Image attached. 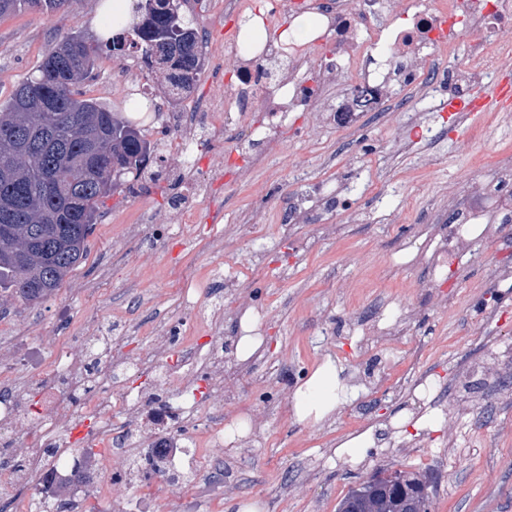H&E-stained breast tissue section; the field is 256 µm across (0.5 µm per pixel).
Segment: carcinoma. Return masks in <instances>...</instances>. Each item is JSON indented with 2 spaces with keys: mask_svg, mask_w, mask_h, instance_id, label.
Here are the masks:
<instances>
[{
  "mask_svg": "<svg viewBox=\"0 0 512 512\" xmlns=\"http://www.w3.org/2000/svg\"><path fill=\"white\" fill-rule=\"evenodd\" d=\"M135 0V21L120 37L91 44L72 31L48 49L38 74L0 105V295L24 304L50 299L86 256L100 206L159 161L143 129L85 96L103 53L141 52L165 75L168 94L189 89L202 65L198 27L181 11ZM69 0H0V16L21 8L52 13ZM405 499L364 484L345 502L356 512H429L430 485L401 471Z\"/></svg>",
  "mask_w": 512,
  "mask_h": 512,
  "instance_id": "1",
  "label": "carcinoma"
}]
</instances>
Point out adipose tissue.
I'll return each instance as SVG.
<instances>
[{
	"mask_svg": "<svg viewBox=\"0 0 512 512\" xmlns=\"http://www.w3.org/2000/svg\"><path fill=\"white\" fill-rule=\"evenodd\" d=\"M336 363L326 360L295 391V412L300 419L319 423L329 417L343 400Z\"/></svg>",
	"mask_w": 512,
	"mask_h": 512,
	"instance_id": "obj_1",
	"label": "adipose tissue"
}]
</instances>
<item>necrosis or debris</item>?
I'll list each match as a JSON object with an SVG mask.
<instances>
[{
	"label": "necrosis or debris",
	"mask_w": 512,
	"mask_h": 512,
	"mask_svg": "<svg viewBox=\"0 0 512 512\" xmlns=\"http://www.w3.org/2000/svg\"><path fill=\"white\" fill-rule=\"evenodd\" d=\"M303 10L315 15L324 31L299 42L270 37L263 44L248 47L233 41L225 47L232 64L224 90L213 93L176 111L158 104L172 137L161 144L160 155L177 153L182 171L191 173L200 164L199 154L220 153L218 137L202 141L199 125L228 131L250 112L265 113L252 132L263 136L267 127H287L291 113L310 110L322 99L328 84L341 73L351 76L340 98L331 100L333 112H378L386 99L387 87L399 85L404 91L425 86L423 72L408 65L416 53H446L454 49L456 32H444V22L462 15L478 36L468 49L464 69L438 75V84L460 91L470 76H481L498 67L499 34L512 29V0H417L415 11L405 24L391 23L383 13V0H305ZM512 213V181H490L483 194L470 197L448 217L444 238L433 250L430 279L439 282L446 265L457 261L479 242V217L484 210ZM209 338H187V352L164 360L162 352L136 360L124 358L123 337H111L102 360L87 363L81 353L49 347L45 343H24L0 357V431L10 433L26 416V389L12 390L4 382L16 372H38L37 390L44 404L38 417L24 431L26 450L22 460L0 458V512H23L28 503H51L53 512H92L84 493L89 478L86 460L77 458L63 436L65 426L81 419L84 412L79 395H87L96 424L85 434V443L97 452L121 453L136 446L144 424L155 428H176L194 416L196 400L182 397L181 390L196 369H204L209 400L232 401L224 389L227 368L222 354V331L209 328ZM129 367L136 383L119 387L118 367ZM224 416L215 414L214 428L205 442L184 438L164 439L138 448L137 468H150L160 483H177L184 459L205 457L206 448L223 447Z\"/></svg>",
	"instance_id": "necrosis-or-debris-1"
}]
</instances>
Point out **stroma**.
I'll return each mask as SVG.
<instances>
[{
    "label": "stroma",
    "mask_w": 512,
    "mask_h": 512,
    "mask_svg": "<svg viewBox=\"0 0 512 512\" xmlns=\"http://www.w3.org/2000/svg\"><path fill=\"white\" fill-rule=\"evenodd\" d=\"M104 23L90 0L65 10H24L0 18V102L35 74L49 47L78 30L95 40ZM146 81L163 100L162 74L139 56L101 55L85 90L110 110L130 114L131 83ZM446 94L425 88L393 93L383 111L334 124L315 109L295 113L275 152L248 185L200 194L180 233L165 230L169 196L198 191L204 174L178 173L168 154L160 176L144 174L107 199L82 263L39 306L0 297V342L56 339L82 350L89 326L124 334L133 351L152 352L161 331L170 351L185 346L195 319L222 312L224 355L234 369L224 382L236 399L225 425L248 431L223 450L224 491H149L151 512H239L258 502L266 512H337L340 501L375 472L412 470L433 482L430 512H512V224H491L471 259L447 273L458 299L435 295L426 273V239L452 203L482 182L512 175V124L489 115L468 138L453 134L442 110ZM425 137L414 142L416 128ZM357 196L356 210L334 211L320 188ZM307 221L280 239L278 212L299 199ZM194 306L184 305V295ZM255 319L262 345L241 358L236 331ZM401 344L391 335L401 323ZM421 350L414 367L404 354ZM335 360L348 397L320 424L300 421L296 388L325 360ZM469 375L465 397L448 385ZM371 430L359 455L337 454L344 436ZM122 459H97V481H111L99 512H125L137 498Z\"/></svg>",
    "instance_id": "obj_1"
}]
</instances>
